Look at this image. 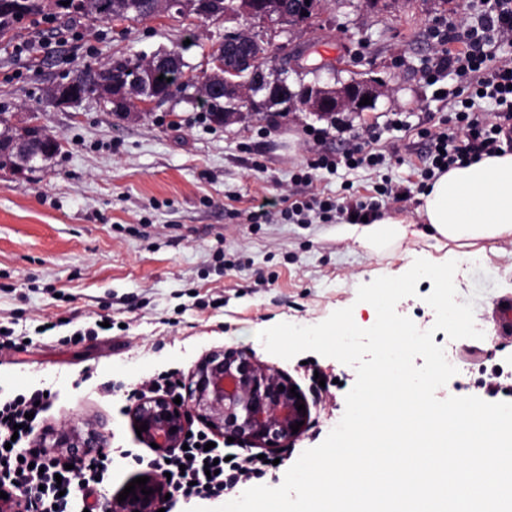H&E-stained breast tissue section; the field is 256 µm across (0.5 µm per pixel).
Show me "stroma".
Here are the masks:
<instances>
[{
  "label": "stroma",
  "mask_w": 512,
  "mask_h": 512,
  "mask_svg": "<svg viewBox=\"0 0 512 512\" xmlns=\"http://www.w3.org/2000/svg\"><path fill=\"white\" fill-rule=\"evenodd\" d=\"M480 11V0H326L308 21L269 34L271 47L288 48L287 59L266 64L269 80L287 76L296 91L359 75L381 87L374 111L332 120L296 110L224 124L205 119L201 104L176 98L142 116L114 112L94 95L68 106L46 103L48 86L87 64L161 48L181 50L188 75H202L226 31L250 29L242 19L169 12L92 23L54 7L49 22L22 21L0 39V117L16 129L39 123L61 145L29 169H0V326L28 340L0 350V401L51 390L36 432L93 420L110 447L127 450L94 494L103 512L155 456L136 433L128 394L164 372L188 380L212 351L249 350L310 403L309 428L277 450L279 465L263 485L280 486L301 453L339 423L354 368L312 351L282 359L257 334L281 322L312 326L346 307L358 326H372L376 311L357 302L358 287L379 272L405 273L428 244L416 239L376 254L337 239L339 217L297 222L282 212L313 194L371 196L392 181L412 196L381 200V212L415 218L424 166L418 132L447 116L438 93L455 86L450 76L435 85L425 79L439 49L430 31L471 23ZM70 26L80 38L49 56L16 50ZM304 50L310 56L301 64L296 55ZM371 127L381 134L380 166L295 181L314 150L341 148ZM264 200L270 221L248 223L252 205ZM455 284L457 302L474 300L484 337L453 341L440 330L434 343L459 355L476 346L486 368L512 369V335H500L494 315L497 301L512 297V243L486 244L483 261L459 265ZM103 317L111 329L98 327ZM320 377L327 389H317Z\"/></svg>",
  "instance_id": "1"
}]
</instances>
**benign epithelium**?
I'll return each instance as SVG.
<instances>
[{"instance_id":"7a95c632","label":"benign epithelium","mask_w":512,"mask_h":512,"mask_svg":"<svg viewBox=\"0 0 512 512\" xmlns=\"http://www.w3.org/2000/svg\"><path fill=\"white\" fill-rule=\"evenodd\" d=\"M233 15L258 21L260 30L249 34L253 40L264 37V30L275 25L303 22L302 16L285 11L281 0H238ZM211 63L213 68L207 74L208 83L229 96L224 101V121L240 118L242 113L237 99L241 98L244 82L238 76L243 70H256L261 61L233 32L212 50ZM252 88L264 92V97L259 100L249 94L248 106L252 112H262L265 105L277 102L284 105L285 112L302 110L328 119L344 112L371 111L382 94L377 83L368 78H352L339 86L308 84L297 92L283 83L270 86L260 79ZM54 92L64 105L95 94L122 111L133 104L140 115L149 113L165 101L139 79L117 85L105 78L97 84L94 93L83 91L71 79L57 84ZM365 96L371 98L368 105L360 104ZM57 146L58 141L52 137L40 142L24 138L13 142L11 149L17 155L18 168L22 169L34 157H45ZM292 386L294 383L284 374L258 363L247 350L224 348L207 354L198 362L192 372L187 397L181 398V403H174V397L167 395L142 398L130 409V416L136 426L148 425V430L141 432V438L148 445L157 444L155 452L160 455H168L182 446L195 419L209 425L211 433L222 440L233 437L240 445L276 450L297 439L310 422V405L300 389H295L296 397L290 393ZM299 404L305 405L306 413L298 411ZM298 422L302 426L294 433L292 425ZM108 445L109 437L89 423L85 431L72 426L48 427L36 447L51 448L60 458L78 461ZM143 487L153 493L143 494ZM143 487L135 486V493L129 494L123 502L113 499L111 512H158L167 494L166 484L151 474Z\"/></svg>"}]
</instances>
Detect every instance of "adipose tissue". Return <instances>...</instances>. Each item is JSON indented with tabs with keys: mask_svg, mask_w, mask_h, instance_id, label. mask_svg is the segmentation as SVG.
Masks as SVG:
<instances>
[{
	"mask_svg": "<svg viewBox=\"0 0 512 512\" xmlns=\"http://www.w3.org/2000/svg\"><path fill=\"white\" fill-rule=\"evenodd\" d=\"M416 219L382 215L367 224H340L336 237L382 253L410 238L434 241L441 259L417 258L420 271L453 288V268L476 260L485 243L512 241V150L449 169L419 195Z\"/></svg>",
	"mask_w": 512,
	"mask_h": 512,
	"instance_id": "adipose-tissue-1",
	"label": "adipose tissue"
}]
</instances>
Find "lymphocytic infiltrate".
<instances>
[{"label":"lymphocytic infiltrate","instance_id":"lymphocytic-infiltrate-1","mask_svg":"<svg viewBox=\"0 0 512 512\" xmlns=\"http://www.w3.org/2000/svg\"><path fill=\"white\" fill-rule=\"evenodd\" d=\"M484 9L474 23L465 27L453 24L436 26L438 43L459 42L463 52L438 54L432 63L433 73L450 72L465 77L466 84L450 94L446 128L421 129L425 141L424 179L455 166L478 161L501 148L500 136L512 127V63L495 64L489 50L492 42L512 38V0H483ZM492 100L497 111L493 118L479 117L470 102L477 96ZM376 131H369L365 141L348 143L339 153H321L307 161L296 175L297 181L311 183L318 169L337 171L339 165L371 167L381 161L371 152V144L379 141ZM43 392L20 395L0 403V484L12 488L25 498L26 512H66L69 496L85 492L95 479L104 477L111 457L93 458L77 469L60 466L56 460L28 450L11 447L12 436L26 437L22 425L27 413L41 414ZM206 434H191L186 450L169 460L154 461L157 472L170 473L169 485L184 500L211 499L223 496L240 481L262 478L268 465L262 459L235 456L225 459L219 447H209ZM216 463L217 475L207 476L204 467Z\"/></svg>","mask_w":512,"mask_h":512}]
</instances>
